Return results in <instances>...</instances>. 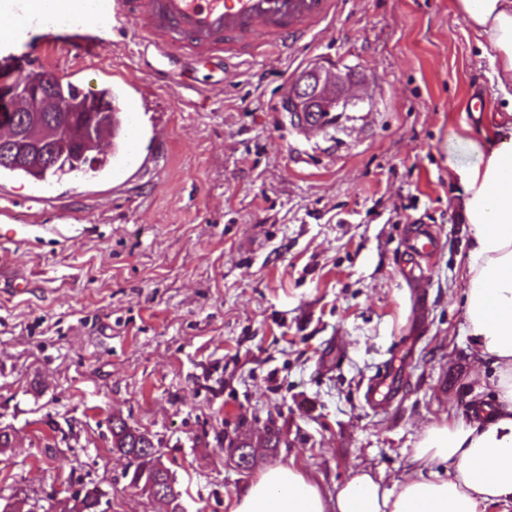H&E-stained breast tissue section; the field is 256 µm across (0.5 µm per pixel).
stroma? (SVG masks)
I'll return each instance as SVG.
<instances>
[{"mask_svg":"<svg viewBox=\"0 0 512 512\" xmlns=\"http://www.w3.org/2000/svg\"><path fill=\"white\" fill-rule=\"evenodd\" d=\"M45 21L13 52L84 91L145 97L158 170L122 191L111 169L0 177V497L36 512L83 487L103 512H162L130 488L112 416L160 439L184 512H230L262 469L295 464L333 494L359 468L392 486L428 426L468 416L490 386L462 335L468 226L449 160L472 162L478 98L504 110L492 48L454 0H348L288 52L153 85L139 31L99 57L47 51ZM353 103L320 134L284 108L310 70ZM437 236L427 276L403 273L411 225ZM397 401L362 385L408 337ZM281 443L269 452L267 425ZM254 443L240 470L219 433Z\"/></svg>","mask_w":512,"mask_h":512,"instance_id":"1","label":"stroma"}]
</instances>
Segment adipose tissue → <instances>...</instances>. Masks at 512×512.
<instances>
[{"label":"adipose tissue","mask_w":512,"mask_h":512,"mask_svg":"<svg viewBox=\"0 0 512 512\" xmlns=\"http://www.w3.org/2000/svg\"><path fill=\"white\" fill-rule=\"evenodd\" d=\"M457 13L494 49L491 66L512 80V0H455ZM473 162L449 167L464 191L469 243L462 331L490 361L492 399L482 412L428 427L413 470L384 488L356 471L325 496L299 468L263 469L230 512H487L512 504V123L469 141Z\"/></svg>","instance_id":"obj_1"}]
</instances>
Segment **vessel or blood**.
Returning <instances> with one entry per match:
<instances>
[{
    "mask_svg": "<svg viewBox=\"0 0 512 512\" xmlns=\"http://www.w3.org/2000/svg\"><path fill=\"white\" fill-rule=\"evenodd\" d=\"M346 0H113L112 9L93 17L87 34L48 35L45 43L79 57L100 52L99 34L111 25L144 21L146 50L158 58L152 80L167 81L190 66H224L233 59H255L283 52L333 22ZM436 248L429 230L412 234L407 244V279L425 276L423 263ZM401 377L383 372L368 379L364 397L376 411L386 410L399 394Z\"/></svg>",
    "mask_w": 512,
    "mask_h": 512,
    "instance_id": "1",
    "label": "vessel or blood"
}]
</instances>
